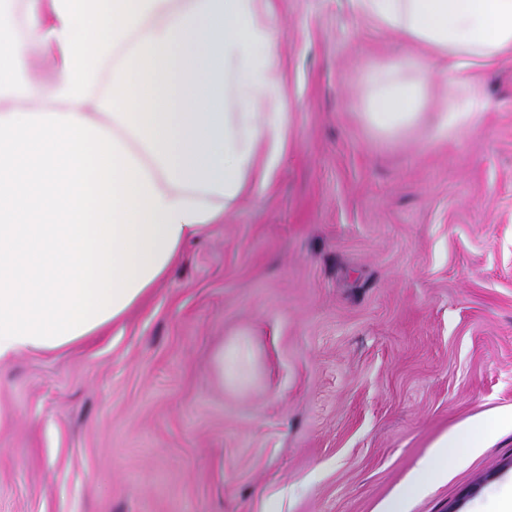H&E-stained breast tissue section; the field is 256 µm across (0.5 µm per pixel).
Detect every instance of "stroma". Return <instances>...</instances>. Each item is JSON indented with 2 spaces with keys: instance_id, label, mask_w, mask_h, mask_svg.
Segmentation results:
<instances>
[{
  "instance_id": "35a3bbf8",
  "label": "stroma",
  "mask_w": 512,
  "mask_h": 512,
  "mask_svg": "<svg viewBox=\"0 0 512 512\" xmlns=\"http://www.w3.org/2000/svg\"><path fill=\"white\" fill-rule=\"evenodd\" d=\"M276 26L269 182L122 323L0 363V512H383L436 439L512 407V54L464 70L471 127L386 142L360 77L405 42L352 0H277ZM511 482L496 431L406 512ZM246 357L247 351L241 345H232L225 352L223 346L214 358V371L222 379H224V374L234 377L238 374Z\"/></svg>"
}]
</instances>
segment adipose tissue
Masks as SVG:
<instances>
[{"label":"adipose tissue","instance_id":"1","mask_svg":"<svg viewBox=\"0 0 512 512\" xmlns=\"http://www.w3.org/2000/svg\"><path fill=\"white\" fill-rule=\"evenodd\" d=\"M0 0V361L68 348L122 322L185 242L268 181L287 140L275 0ZM412 51L364 78V122L385 137L437 108L430 138L483 107L458 72L512 53V0H355ZM51 63L28 75L31 54ZM448 59L433 97L429 61ZM478 419L417 465L435 481L479 447Z\"/></svg>","mask_w":512,"mask_h":512}]
</instances>
